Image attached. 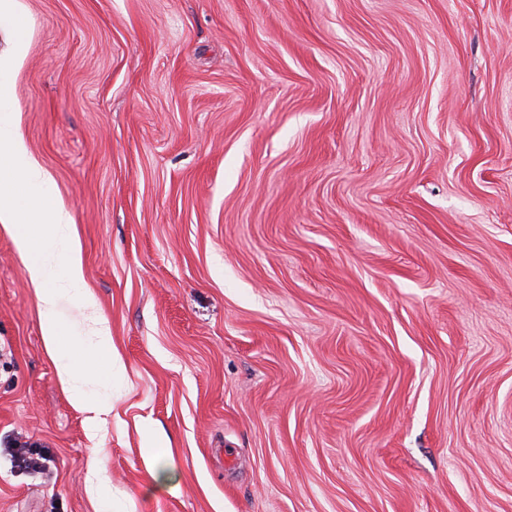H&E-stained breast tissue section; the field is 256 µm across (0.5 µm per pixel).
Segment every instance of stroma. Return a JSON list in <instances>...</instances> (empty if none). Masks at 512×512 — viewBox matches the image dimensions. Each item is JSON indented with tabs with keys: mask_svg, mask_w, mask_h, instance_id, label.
<instances>
[{
	"mask_svg": "<svg viewBox=\"0 0 512 512\" xmlns=\"http://www.w3.org/2000/svg\"><path fill=\"white\" fill-rule=\"evenodd\" d=\"M20 4L123 367L89 428L0 230V512H512V0ZM12 457L15 466L21 470H47L50 468V457L36 452L33 448H16Z\"/></svg>",
	"mask_w": 512,
	"mask_h": 512,
	"instance_id": "obj_1",
	"label": "stroma"
}]
</instances>
